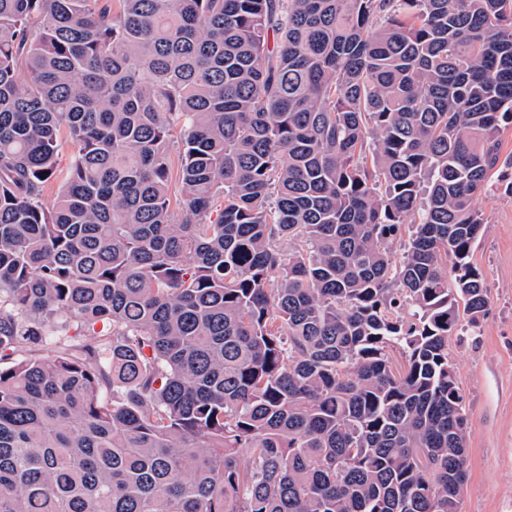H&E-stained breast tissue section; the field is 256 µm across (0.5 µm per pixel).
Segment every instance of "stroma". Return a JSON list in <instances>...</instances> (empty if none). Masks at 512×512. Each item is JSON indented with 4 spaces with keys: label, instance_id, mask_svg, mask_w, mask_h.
<instances>
[{
    "label": "stroma",
    "instance_id": "obj_1",
    "mask_svg": "<svg viewBox=\"0 0 512 512\" xmlns=\"http://www.w3.org/2000/svg\"><path fill=\"white\" fill-rule=\"evenodd\" d=\"M477 205L487 230L470 260L486 278L489 310L476 331L448 340L468 419L462 512H512V196L492 189Z\"/></svg>",
    "mask_w": 512,
    "mask_h": 512
}]
</instances>
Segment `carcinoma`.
<instances>
[{"label":"carcinoma","mask_w":512,"mask_h":512,"mask_svg":"<svg viewBox=\"0 0 512 512\" xmlns=\"http://www.w3.org/2000/svg\"><path fill=\"white\" fill-rule=\"evenodd\" d=\"M509 126L512 0H0V512H462Z\"/></svg>","instance_id":"obj_1"}]
</instances>
